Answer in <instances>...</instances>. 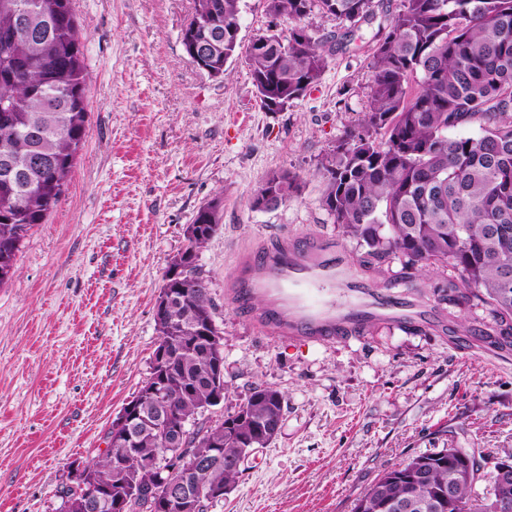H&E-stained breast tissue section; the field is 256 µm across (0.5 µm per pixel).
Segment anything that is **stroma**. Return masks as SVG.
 I'll return each instance as SVG.
<instances>
[{"mask_svg":"<svg viewBox=\"0 0 512 512\" xmlns=\"http://www.w3.org/2000/svg\"><path fill=\"white\" fill-rule=\"evenodd\" d=\"M193 0H72L88 72L85 143L62 203L34 225L0 286V512H56L71 461L107 433L149 375L154 306L198 208L224 195L220 230L199 255L224 330V403L263 384L285 396L280 429L234 491L208 512H352L378 475L436 448L512 451V351L460 347L426 329L372 326L363 340L265 338L225 296L234 261L273 233L357 241L322 204L317 164L357 125L371 95L369 47L382 16L343 37L334 17L303 24L342 36L318 83L282 112L263 109L245 59L228 75L191 64L182 30ZM249 44L287 19L241 0ZM298 174L286 204L252 209L271 172Z\"/></svg>","mask_w":512,"mask_h":512,"instance_id":"obj_1","label":"stroma"}]
</instances>
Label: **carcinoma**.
Returning <instances> with one entry per match:
<instances>
[{
    "label": "carcinoma",
    "mask_w": 512,
    "mask_h": 512,
    "mask_svg": "<svg viewBox=\"0 0 512 512\" xmlns=\"http://www.w3.org/2000/svg\"><path fill=\"white\" fill-rule=\"evenodd\" d=\"M272 18L288 19V33L244 48L261 106L280 112L316 85L333 46L315 40L296 22L313 11L329 14L348 32L375 14L374 0H265ZM239 0H194L182 31L191 63L221 78L242 49ZM208 44L203 60L197 42ZM372 93L356 128L319 161L322 204L333 222L366 248L362 265L375 269L391 255L400 271L383 280L391 288L435 267L452 271L433 286L438 304L464 305L475 297L488 306L492 323L480 340L512 349V0H399L384 11L370 48ZM84 45L71 0H0V285L16 273L15 256L35 224L61 203L81 150L87 124ZM475 127V136L448 131ZM288 170L267 175L251 205L272 193L270 208L300 191ZM224 194L198 209L183 251L196 254L220 230ZM176 299L168 321H156L159 345L172 349L153 361L135 399L183 428L180 479L234 490L237 461L274 439L269 425L281 422L284 394L252 389L240 409L211 423L198 415L211 407L209 385L224 381V331L216 323L208 281L191 262L170 284ZM160 383L164 393L148 394ZM103 456L86 463L90 488L72 500L69 512H86L82 501L95 492L126 504L125 512H154L158 484L139 470L136 457L164 455L159 434L148 431L136 445L107 433ZM217 444L220 455L193 465L202 448ZM122 460L126 472L112 464ZM472 475L457 479L437 452L412 456L384 471L357 500L353 512H393L388 504L411 501V512H448L437 494L457 481L460 499H471L476 475L486 466L477 450ZM512 504V481L488 478L480 512Z\"/></svg>",
    "instance_id": "obj_1"
}]
</instances>
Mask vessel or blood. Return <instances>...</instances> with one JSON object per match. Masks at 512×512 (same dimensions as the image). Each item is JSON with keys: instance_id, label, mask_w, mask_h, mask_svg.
<instances>
[{"instance_id": "obj_1", "label": "vessel or blood", "mask_w": 512, "mask_h": 512, "mask_svg": "<svg viewBox=\"0 0 512 512\" xmlns=\"http://www.w3.org/2000/svg\"><path fill=\"white\" fill-rule=\"evenodd\" d=\"M353 263L321 235H281L239 256L228 284L234 307L268 337L305 344L362 340L372 324L438 331L437 310L415 303L412 290L371 287L356 278ZM344 289L340 307L326 305L321 293Z\"/></svg>"}]
</instances>
